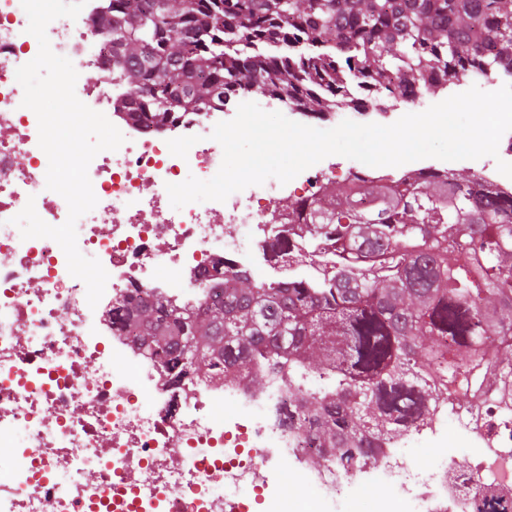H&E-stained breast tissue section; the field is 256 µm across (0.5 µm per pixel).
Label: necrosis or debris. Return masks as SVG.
Here are the masks:
<instances>
[{
  "label": "necrosis or debris",
  "mask_w": 512,
  "mask_h": 512,
  "mask_svg": "<svg viewBox=\"0 0 512 512\" xmlns=\"http://www.w3.org/2000/svg\"><path fill=\"white\" fill-rule=\"evenodd\" d=\"M105 8L106 0H87L77 19L47 27L53 52L79 75L77 98L125 137L118 150L91 161L97 204L76 223L79 251L109 274L92 307L61 247L22 239L12 223L31 201L44 222L58 226L68 206L46 187L38 119L23 107L16 79L39 44L21 0H0V447L13 450L0 512H249L250 492L260 512H334L378 486L392 494L368 501L365 512H477L472 472L512 489V435H489L486 409L433 407L423 423L381 441L373 459L346 474L312 465L314 449L289 429V394L298 385L291 371L271 373L259 391L239 376H179L151 358L134 321L115 320L114 311L136 297L163 309L197 305L222 291L218 267L270 283L300 276L303 267L284 266L265 244L271 230L288 233L302 218L270 207V197L309 201L325 183H353L361 173L331 155L287 184L269 180L223 202L173 209L167 184L181 182L188 169L201 180L218 172L223 150L211 134L234 114L217 104L175 113L160 128L132 120L120 106L127 90L112 74L108 37L98 29ZM91 39L97 52L88 49ZM91 70L97 83L83 79ZM185 143L191 153L182 151ZM432 448L451 454L417 468L415 455ZM285 462L310 493L305 505L280 484Z\"/></svg>",
  "instance_id": "1"
}]
</instances>
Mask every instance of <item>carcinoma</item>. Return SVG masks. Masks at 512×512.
Wrapping results in <instances>:
<instances>
[{
	"label": "carcinoma",
	"mask_w": 512,
	"mask_h": 512,
	"mask_svg": "<svg viewBox=\"0 0 512 512\" xmlns=\"http://www.w3.org/2000/svg\"><path fill=\"white\" fill-rule=\"evenodd\" d=\"M112 67L131 116L163 126L179 108L247 94L324 116L351 91H431L448 79L512 76V0H110ZM297 232L336 252L328 275L257 285L238 275L194 311L137 301L130 313L160 364L249 374L286 360L302 379L290 424L349 468L440 403L512 396V197L476 177L369 181L303 206ZM298 261L291 243H267ZM485 486L483 512H509Z\"/></svg>",
	"instance_id": "1"
}]
</instances>
